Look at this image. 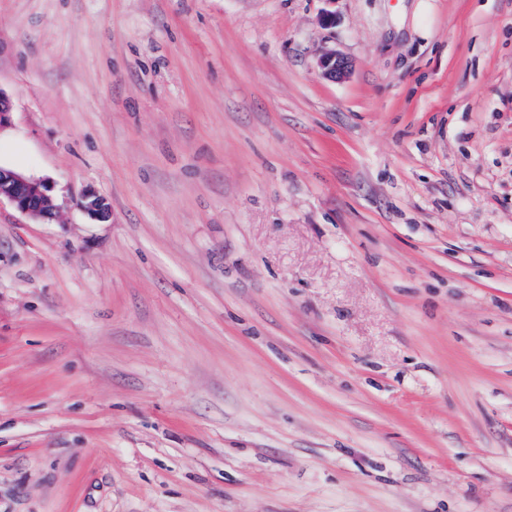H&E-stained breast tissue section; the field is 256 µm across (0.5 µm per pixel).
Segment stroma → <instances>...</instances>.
<instances>
[{
	"label": "stroma",
	"instance_id": "stroma-1",
	"mask_svg": "<svg viewBox=\"0 0 512 512\" xmlns=\"http://www.w3.org/2000/svg\"><path fill=\"white\" fill-rule=\"evenodd\" d=\"M325 7L0 0V512H512V0ZM323 77L334 82L346 80L351 72L350 62L334 50H324L317 60ZM48 188L46 179H36L0 165V203L6 199L34 220L49 219L54 214Z\"/></svg>",
	"mask_w": 512,
	"mask_h": 512
}]
</instances>
